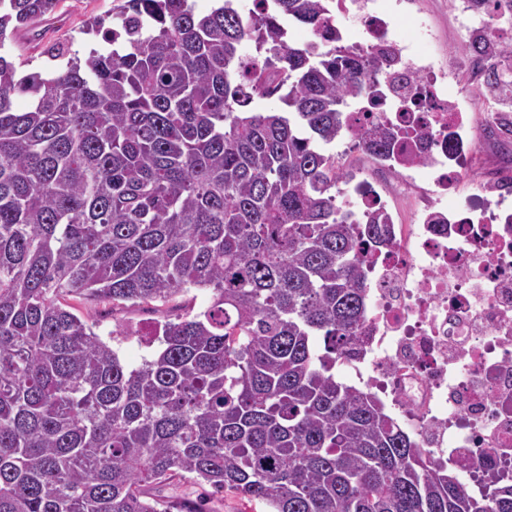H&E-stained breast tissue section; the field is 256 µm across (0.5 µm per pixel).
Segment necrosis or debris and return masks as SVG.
Instances as JSON below:
<instances>
[{"label":"necrosis or debris","mask_w":512,"mask_h":512,"mask_svg":"<svg viewBox=\"0 0 512 512\" xmlns=\"http://www.w3.org/2000/svg\"><path fill=\"white\" fill-rule=\"evenodd\" d=\"M353 18L354 49L381 59L382 75L369 94L378 114L353 101L350 132L370 136L390 125L419 136L412 160L381 159L395 175L390 188L351 178L341 190L358 215L381 213L391 238L366 272L368 337L348 371L481 495L489 474L512 481V197L490 181L478 201L439 204L479 150L467 116L432 62L395 35L382 0H336L329 38L343 40ZM423 168L434 175L431 191L402 221L387 192L413 191L411 175Z\"/></svg>","instance_id":"4bbe7bcc"}]
</instances>
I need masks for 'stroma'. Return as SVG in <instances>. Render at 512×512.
Masks as SVG:
<instances>
[{
	"label": "stroma",
	"instance_id": "obj_1",
	"mask_svg": "<svg viewBox=\"0 0 512 512\" xmlns=\"http://www.w3.org/2000/svg\"><path fill=\"white\" fill-rule=\"evenodd\" d=\"M387 2L395 9L393 19L397 36L431 58L436 67L453 72V81L446 84L449 96L467 98L472 102L469 117L484 158L480 166L462 172L456 193L448 196L445 203L452 206L467 198L476 199L486 181L512 170V160L508 159L501 143L485 133L492 103L478 81L464 77L469 67V55L467 36L458 17L459 0ZM113 6V0H61L40 44H33L29 36L20 34L6 42L0 55L16 63L18 73L24 75L51 71L53 64L46 51L57 42L73 55H86L93 48L103 53L110 52L111 47L102 36L87 34L86 28L95 18L111 21ZM207 303V296L191 291L157 310L145 304L115 308L107 301L80 299L74 300L73 305L81 313L90 315L95 332L103 339H110L115 328L124 329L127 336L119 344L118 354L122 362L135 367L158 347L152 336L156 323L176 319L191 310H200ZM150 494L161 505L190 502L202 508L203 512H240L242 507L239 497L215 493L209 484L190 474L175 476L171 481L153 487Z\"/></svg>",
	"mask_w": 512,
	"mask_h": 512
}]
</instances>
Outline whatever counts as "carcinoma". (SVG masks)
<instances>
[{"label": "carcinoma", "instance_id": "1", "mask_svg": "<svg viewBox=\"0 0 512 512\" xmlns=\"http://www.w3.org/2000/svg\"><path fill=\"white\" fill-rule=\"evenodd\" d=\"M264 1L248 17L233 0L204 15L124 0L119 48L49 78L0 55V512H171L147 489L181 473L266 512H512V482L471 494L336 376L390 238L339 205L324 147L379 67L289 40L284 20L322 36L331 0ZM480 2L512 25V0ZM60 3L0 0V47ZM467 51L512 103V71L489 65L512 41L486 25ZM193 288L208 306L165 322L132 368L68 304Z\"/></svg>", "mask_w": 512, "mask_h": 512}]
</instances>
